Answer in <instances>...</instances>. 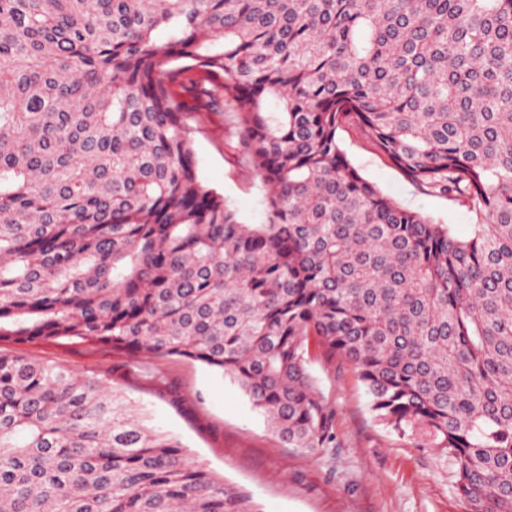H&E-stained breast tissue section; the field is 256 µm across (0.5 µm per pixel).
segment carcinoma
<instances>
[{
    "label": "carcinoma",
    "mask_w": 512,
    "mask_h": 512,
    "mask_svg": "<svg viewBox=\"0 0 512 512\" xmlns=\"http://www.w3.org/2000/svg\"><path fill=\"white\" fill-rule=\"evenodd\" d=\"M188 72L267 223L202 181ZM346 123L473 234L364 179ZM59 339L199 361L315 457L314 342L464 512H512V0H0V346ZM0 512L258 510L107 383L0 352Z\"/></svg>",
    "instance_id": "obj_1"
}]
</instances>
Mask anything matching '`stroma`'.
<instances>
[{
	"instance_id": "35a3bbf8",
	"label": "stroma",
	"mask_w": 512,
	"mask_h": 512,
	"mask_svg": "<svg viewBox=\"0 0 512 512\" xmlns=\"http://www.w3.org/2000/svg\"><path fill=\"white\" fill-rule=\"evenodd\" d=\"M187 108L203 182L244 223H266L267 187L244 162L226 113L193 100ZM337 138L350 163L383 193L450 225L459 238L470 236L475 217L467 207L413 184L359 129L344 126ZM9 351L105 380L259 512H463L454 460L380 424L356 373L319 352L310 354L311 372L338 410L339 445L311 457L286 447L236 384L200 362L150 356L140 375L128 372L125 354L78 339L14 344Z\"/></svg>"
}]
</instances>
